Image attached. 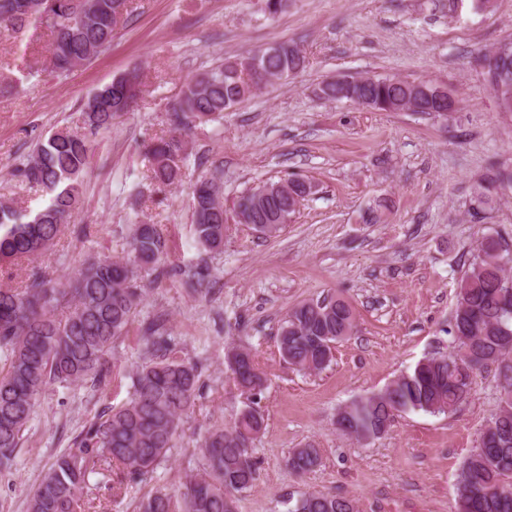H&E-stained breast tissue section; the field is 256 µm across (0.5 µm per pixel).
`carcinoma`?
Here are the masks:
<instances>
[{"label": "carcinoma", "instance_id": "obj_1", "mask_svg": "<svg viewBox=\"0 0 512 512\" xmlns=\"http://www.w3.org/2000/svg\"><path fill=\"white\" fill-rule=\"evenodd\" d=\"M0 0V29L21 32L30 27L50 32L49 72L63 75L110 47L118 22L128 11L122 0ZM504 112H512V68L496 56L476 58ZM302 50L286 41L255 54L227 57L186 83L171 105L169 135L142 144L149 179L159 189L179 184L188 158L185 135L192 127L224 117L248 99L261 76L306 68ZM335 101H349L378 112L410 109L413 82L396 77L345 76L321 88ZM136 97L131 81L120 78L98 88L84 107V126L58 128L39 138L14 170L21 181L47 197L35 211L0 200V275L13 265L38 260L52 250L65 224L79 208V187L95 138L129 111ZM288 189L284 198L263 196L269 187ZM499 186H512V171L501 170L475 191L473 216ZM314 185L292 177L263 182L236 197L234 207L253 229L269 236L284 217H294ZM191 235L206 253L224 250V182L216 168L200 176L192 192ZM126 258L90 254L74 275L60 281L41 266L31 268L18 286L0 283V469L12 466L38 396L49 386L81 384L104 392L111 383L109 356L126 335L149 288L179 279L191 286L209 283L210 269L201 259L164 265L167 239L161 225H133ZM477 255L461 279L448 334L454 353L426 358L400 374L384 389L361 396L340 414L349 422L345 435L378 438L397 416L407 412L442 414L453 410L472 390L486 363L497 364L503 381L499 404L486 424L478 448L457 473L456 512H512V249L505 238L477 240ZM350 303L336 297L311 299L292 307L277 328V347L284 363L298 371L319 373L332 361L328 343H338L356 328ZM147 358L131 375V397L109 406L58 453L43 473L28 503V512H106L102 489L119 493L131 483L153 477L177 447L184 419L196 405L200 372L195 362L172 356L173 341L164 320L139 324ZM237 367H227L241 393L250 398L229 426L206 432L199 469L183 489H158L138 505V512H236L235 494L256 479L250 445L265 426L256 399L265 378L250 350L231 346ZM316 448H296L287 467L304 474L317 466ZM291 512H356L353 500L324 493H305Z\"/></svg>", "mask_w": 512, "mask_h": 512}]
</instances>
